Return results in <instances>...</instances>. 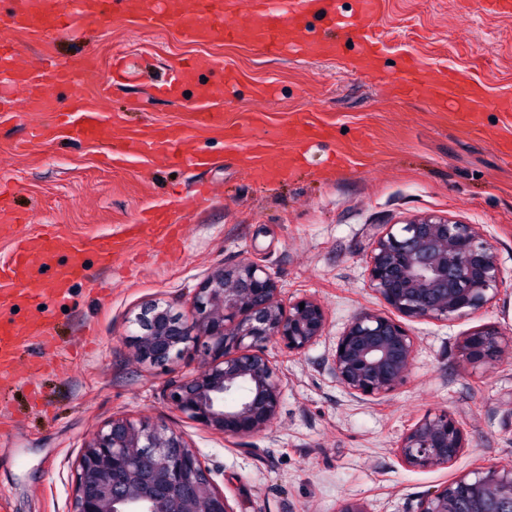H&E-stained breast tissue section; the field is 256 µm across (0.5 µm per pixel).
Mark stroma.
<instances>
[{"label":"stroma","mask_w":512,"mask_h":512,"mask_svg":"<svg viewBox=\"0 0 512 512\" xmlns=\"http://www.w3.org/2000/svg\"><path fill=\"white\" fill-rule=\"evenodd\" d=\"M377 30L387 45L379 78L353 68L359 41L348 28L336 33L334 59L269 58L246 44H202L175 28L158 33L132 17L92 19L81 35L39 42L15 33L33 66L44 51L65 66L96 56L98 81L113 55H127L133 74L101 108L132 124L187 123L202 102L199 85L176 98L152 86L171 63L206 55L238 74L222 98L226 114L274 123L315 114L332 123L333 136L307 143L305 167L263 187L242 169L247 139L193 132L210 160L204 168L173 169L159 159L113 164L107 143L53 133L30 140L23 90L0 87V105L14 115L0 123V186L13 193L20 230L47 224L70 236L109 233L135 223L147 206L201 184L213 189L181 217L179 251L144 237L130 265L115 271L90 253V282L74 283L66 300L18 302L15 324L47 320L54 343L21 346L13 382L0 385V501L8 512H68L85 441L119 416L180 431L233 512H339L349 501L368 512H416L426 492L460 473L512 465V355L468 365L459 353L475 332L512 331V156L498 146L503 116L488 100L478 127L465 129L384 81L413 54L430 68L511 88L512 17L485 15L476 0H385ZM432 213L479 225L496 249L500 291L458 320L404 319L415 341L406 382L382 399L350 393L331 370L336 340L360 310L385 309L368 286L366 256L389 227ZM244 256L262 261L283 301L320 302L328 328L299 355L268 345L282 382L279 409L263 431L227 439L172 409L169 385L179 371L141 364L128 338L145 304L186 311L213 270ZM441 411L467 433L462 454L446 467L403 464V434Z\"/></svg>","instance_id":"stroma-1"}]
</instances>
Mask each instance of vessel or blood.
Wrapping results in <instances>:
<instances>
[{"mask_svg":"<svg viewBox=\"0 0 512 512\" xmlns=\"http://www.w3.org/2000/svg\"><path fill=\"white\" fill-rule=\"evenodd\" d=\"M11 3L7 14L10 30L23 31L39 39L54 31L74 30L82 20L110 13L135 15L143 26L160 33L176 28L198 42L252 45L269 57L287 52L331 56L337 50L333 34L310 37L305 33L307 17L316 0H11ZM378 11L379 0H361V9L351 23L361 42V54L354 66L367 73L375 72L384 50L373 23ZM17 55L14 41L7 32L0 31V81L25 87V105L32 117L30 135L37 139L43 134L40 117L51 108L49 88L72 83L83 76L94 77L97 67L94 59L89 58L74 68L50 65L33 72L17 63ZM213 71H216L215 61L204 56L177 64L170 67L162 91L169 96L177 95L186 85ZM391 84L397 95L422 98L435 109L452 110L455 122L470 127L476 126L477 114L489 95V87L484 82L444 70L431 73L413 57L405 60ZM190 122L201 132H223L233 139L239 135L236 125L225 119L223 109L213 105L199 107ZM59 126L79 140L117 141L119 156L123 159L134 161L159 156L172 166L207 163L184 128L169 125L148 131L126 128L119 121L106 119L94 101L82 97L73 102L69 112L63 113ZM332 131L330 123L311 114L300 122L280 125L273 138L291 146L329 138ZM269 141L265 136H255L252 151L242 156L252 176L262 182L286 176L289 167L301 159L296 152L281 157L277 165H267L264 156ZM142 221L155 239H170L169 210L146 211ZM135 238L129 224L105 236L77 238L42 229L20 233L15 225L1 224L0 240L9 244L10 252L0 259V313L18 299L33 305L47 294L66 298L72 282L88 277L83 260L86 252H94L100 264L112 269L131 256ZM62 251L67 252L69 258L52 280L42 281L32 275L35 261L52 259ZM23 339L18 327L0 316V380L11 377L14 353Z\"/></svg>","mask_w":512,"mask_h":512,"instance_id":"obj_1","label":"vessel or blood"}]
</instances>
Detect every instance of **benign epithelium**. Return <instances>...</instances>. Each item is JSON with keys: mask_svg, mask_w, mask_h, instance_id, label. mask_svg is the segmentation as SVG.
Wrapping results in <instances>:
<instances>
[{"mask_svg": "<svg viewBox=\"0 0 512 512\" xmlns=\"http://www.w3.org/2000/svg\"><path fill=\"white\" fill-rule=\"evenodd\" d=\"M369 288L407 318L448 322L489 304L503 284L493 244L472 224L427 214L381 234L366 257ZM130 342L142 363L178 365L202 354L169 392L172 408L204 428L238 438L266 429L282 387L266 354L276 343L293 354L327 328L324 307L309 297L288 304L265 265L243 257L211 273L188 312L151 303L137 314ZM413 337L378 312L355 314L338 336L332 373L351 393L384 398L408 376ZM475 364L512 353V336L479 331L460 347ZM463 426L448 413L427 414L401 438L402 462L453 463L465 448ZM70 512H233L211 470L184 435L164 425L112 419L85 444ZM417 512H512V466L491 465L428 492Z\"/></svg>", "mask_w": 512, "mask_h": 512, "instance_id": "benign-epithelium-1", "label": "benign epithelium"}]
</instances>
